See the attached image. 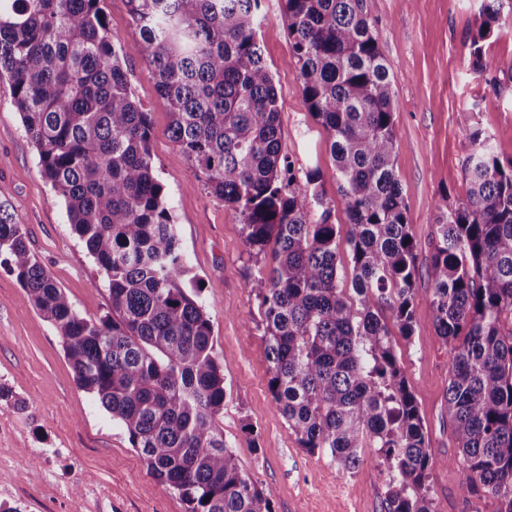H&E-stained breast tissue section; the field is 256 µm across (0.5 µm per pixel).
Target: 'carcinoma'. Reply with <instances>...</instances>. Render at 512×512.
Listing matches in <instances>:
<instances>
[{
	"label": "carcinoma",
	"instance_id": "obj_1",
	"mask_svg": "<svg viewBox=\"0 0 512 512\" xmlns=\"http://www.w3.org/2000/svg\"><path fill=\"white\" fill-rule=\"evenodd\" d=\"M100 2L0 0V76L111 299L98 320L82 317L0 209V254L57 330L76 383L185 512H274L273 490L245 473L219 425L224 370L155 175L150 113L128 82L133 52L204 190L239 214L248 252L264 259L258 299L276 411L342 477L379 449L386 512H437L431 448L384 316L413 336L418 269L394 167L395 91L363 0H284L346 206L348 288L317 174L281 154L278 94L255 33L261 0H128L139 34L129 48L112 41ZM499 15L500 0H483L470 42L478 61ZM459 124L466 196L435 224L430 303L448 348L457 463L473 497L512 512V160H500L474 112Z\"/></svg>",
	"mask_w": 512,
	"mask_h": 512
}]
</instances>
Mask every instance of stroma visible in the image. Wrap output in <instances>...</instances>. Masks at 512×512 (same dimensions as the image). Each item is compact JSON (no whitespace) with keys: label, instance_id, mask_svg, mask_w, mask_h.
I'll list each match as a JSON object with an SVG mask.
<instances>
[{"label":"stroma","instance_id":"1","mask_svg":"<svg viewBox=\"0 0 512 512\" xmlns=\"http://www.w3.org/2000/svg\"><path fill=\"white\" fill-rule=\"evenodd\" d=\"M482 0H364L395 90V168L415 244L417 298L411 339L394 336L400 364L424 419L432 450L431 485L438 512H492L471 497L456 463L444 409L448 350L430 304V242L441 209L464 199L469 144L458 114L474 110L501 160L512 159V0H501L499 33L484 44L476 73L470 38ZM257 38L276 86L281 152L295 170L316 171L348 222L323 126L309 113L288 37L283 0H261ZM128 81L149 112L151 150L191 274L211 316L214 352L224 369L220 425L242 469L274 491V512H384L387 472L377 449L358 472L338 477L325 455L301 448L275 410L257 298L260 260L244 246L234 211L204 190L172 139L170 115L145 62L130 57ZM0 187L32 255L86 319L111 301L105 277L73 232L63 200L38 164V151L0 78ZM0 506L18 512H185L183 502L148 472L124 428L80 389L54 327L0 260Z\"/></svg>","mask_w":512,"mask_h":512}]
</instances>
